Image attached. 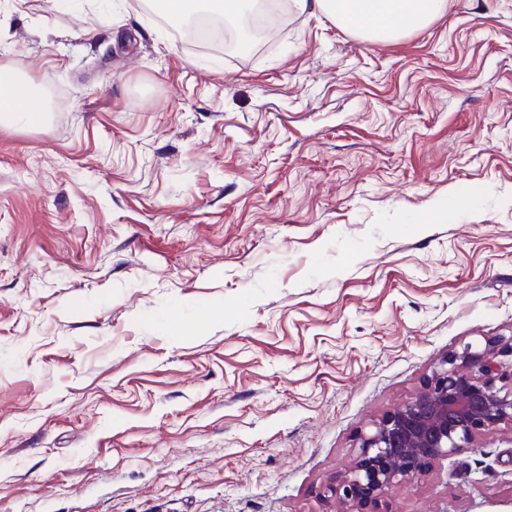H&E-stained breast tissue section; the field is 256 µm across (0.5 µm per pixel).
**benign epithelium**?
I'll list each match as a JSON object with an SVG mask.
<instances>
[{"mask_svg":"<svg viewBox=\"0 0 512 512\" xmlns=\"http://www.w3.org/2000/svg\"><path fill=\"white\" fill-rule=\"evenodd\" d=\"M503 376L499 351L472 344L435 363L423 388L359 433L352 466L328 478L319 495L342 512H388L394 489L423 476L477 438L512 426V390L496 387Z\"/></svg>","mask_w":512,"mask_h":512,"instance_id":"benign-epithelium-1","label":"benign epithelium"}]
</instances>
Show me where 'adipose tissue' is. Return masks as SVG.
Instances as JSON below:
<instances>
[{
  "instance_id": "1",
  "label": "adipose tissue",
  "mask_w": 512,
  "mask_h": 512,
  "mask_svg": "<svg viewBox=\"0 0 512 512\" xmlns=\"http://www.w3.org/2000/svg\"><path fill=\"white\" fill-rule=\"evenodd\" d=\"M291 4L298 13L322 12L344 28L386 41L428 25L441 15L446 0H291ZM17 88V82L0 81V117L13 124L42 121V99L32 92L18 94Z\"/></svg>"
}]
</instances>
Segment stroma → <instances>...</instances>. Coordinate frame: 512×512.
Listing matches in <instances>:
<instances>
[{"mask_svg":"<svg viewBox=\"0 0 512 512\" xmlns=\"http://www.w3.org/2000/svg\"><path fill=\"white\" fill-rule=\"evenodd\" d=\"M225 55L151 0H0V512H334L371 420L512 361V0ZM459 207L449 212L448 199ZM390 512H512V426ZM22 85L7 80L0 81V112L1 118L7 119L11 124H35L44 119L45 106L40 97L30 91L19 95L16 90Z\"/></svg>","mask_w":512,"mask_h":512,"instance_id":"35a3bbf8","label":"stroma"}]
</instances>
